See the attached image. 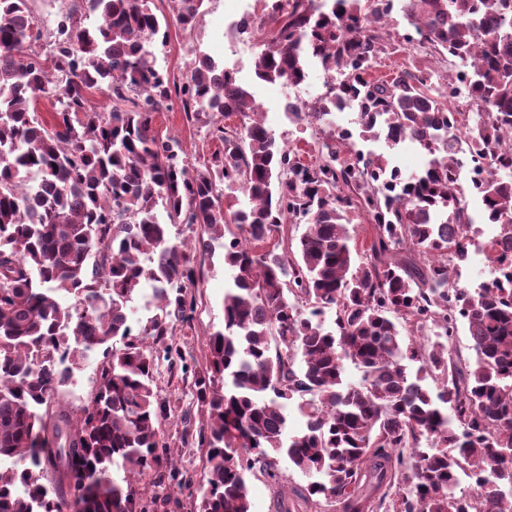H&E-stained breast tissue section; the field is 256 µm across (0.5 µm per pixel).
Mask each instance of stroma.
Segmentation results:
<instances>
[{
	"label": "stroma",
	"mask_w": 512,
	"mask_h": 512,
	"mask_svg": "<svg viewBox=\"0 0 512 512\" xmlns=\"http://www.w3.org/2000/svg\"><path fill=\"white\" fill-rule=\"evenodd\" d=\"M262 10L263 0H206L205 11L193 32L186 33L170 27L166 46L156 49L159 68L170 78H185L193 67L196 56L212 57L220 66L236 70L245 86L249 87L256 103L267 110L266 126L278 143L301 149L310 154L313 143L323 136L319 125L297 126L291 123L279 104L285 90L281 83H266L255 77L256 62L265 50L268 30L255 31L249 46L239 55H230L228 47L238 36L227 22L242 8ZM154 130L160 137H174L181 141L190 162L223 152L220 141L211 139L205 127L187 121L180 105L157 113ZM194 259L204 271V280L196 290L198 307L190 324H176L173 335L160 340H148L147 345L159 357L155 366V381L162 399L178 409L190 410V425H183L179 418L162 423L161 431L170 445L171 463L165 464L167 478L163 485L149 488V496L167 498L164 506L154 512H197L200 502L198 485L184 486L183 478L191 474L201 477L205 450L197 443L196 434L206 419L197 401L195 377L206 366L207 342L210 334L224 323V291L231 280L225 267L222 249L206 253L196 251ZM180 349L182 357L175 361L163 359L166 347ZM282 486H275L263 475L250 479L252 512H312L303 496L309 482L307 476L293 469L287 460H280Z\"/></svg>",
	"instance_id": "1"
}]
</instances>
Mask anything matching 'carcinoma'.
<instances>
[{"mask_svg": "<svg viewBox=\"0 0 512 512\" xmlns=\"http://www.w3.org/2000/svg\"><path fill=\"white\" fill-rule=\"evenodd\" d=\"M30 2L0 0V458L11 462L0 468V512H58L66 489L83 512H145L135 479L164 482L160 424L171 413L145 339L193 320L204 272L192 252L217 240L232 276L196 380L207 415L199 512H251L248 474L280 483L282 456L310 478L315 510L512 512V0L275 7L256 78L298 80L318 58L338 75L334 108L351 107L391 150L411 135L425 151L409 176L343 130L304 163L206 56L185 80L167 78L155 48L169 19L149 0H82L47 40ZM172 2L171 20L193 29L206 0ZM397 4L410 31L389 45ZM389 46L419 60L378 77ZM435 53L457 80L432 81L424 57ZM461 88L472 112L463 129ZM96 93L107 105H91ZM40 98L50 124L35 112ZM173 101L223 153L191 167L178 140L155 135L156 113ZM230 113L243 118L235 129ZM330 114L291 117L310 125ZM464 153L486 163L477 195L499 227L486 249L491 275L474 288L458 279L473 224ZM223 185L248 206L224 198ZM355 209L372 220L362 249L349 228ZM177 224L197 230L193 242L172 237ZM290 224L303 225L298 237ZM145 283L155 313L135 331L128 305ZM461 323L468 365L452 349ZM98 349L95 390L74 409L59 392ZM347 361L362 371L357 384ZM463 474L479 482L458 496Z\"/></svg>", "mask_w": 512, "mask_h": 512, "instance_id": "1", "label": "carcinoma"}]
</instances>
